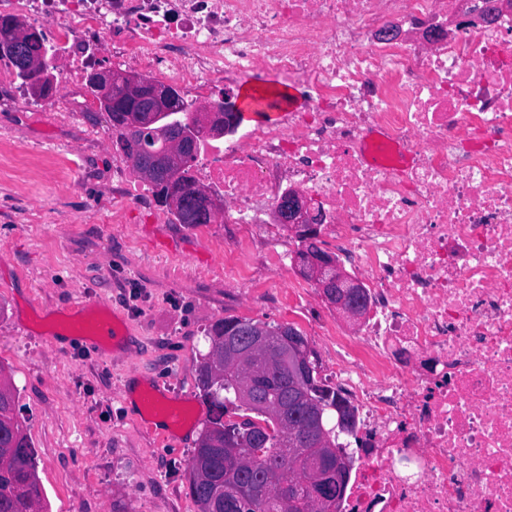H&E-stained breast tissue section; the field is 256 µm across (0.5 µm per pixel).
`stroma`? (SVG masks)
<instances>
[{
	"label": "stroma",
	"mask_w": 512,
	"mask_h": 512,
	"mask_svg": "<svg viewBox=\"0 0 512 512\" xmlns=\"http://www.w3.org/2000/svg\"><path fill=\"white\" fill-rule=\"evenodd\" d=\"M87 86L46 108L0 84V370L35 450L44 512H197L188 463L204 418L195 365L224 317L288 324L328 377L322 328L339 323L311 283L268 262L297 239L245 240L237 224L160 223L166 210L87 108ZM110 305L125 328L68 334L79 310ZM157 387L185 425L158 429L131 406Z\"/></svg>",
	"instance_id": "obj_1"
}]
</instances>
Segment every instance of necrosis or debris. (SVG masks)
Returning <instances> with one entry per match:
<instances>
[{
    "instance_id": "1",
    "label": "necrosis or debris",
    "mask_w": 512,
    "mask_h": 512,
    "mask_svg": "<svg viewBox=\"0 0 512 512\" xmlns=\"http://www.w3.org/2000/svg\"><path fill=\"white\" fill-rule=\"evenodd\" d=\"M79 85L111 44L219 113L305 102L195 162L224 221L279 237L300 189L368 296L323 338L354 407L341 512H512V0H0Z\"/></svg>"
}]
</instances>
